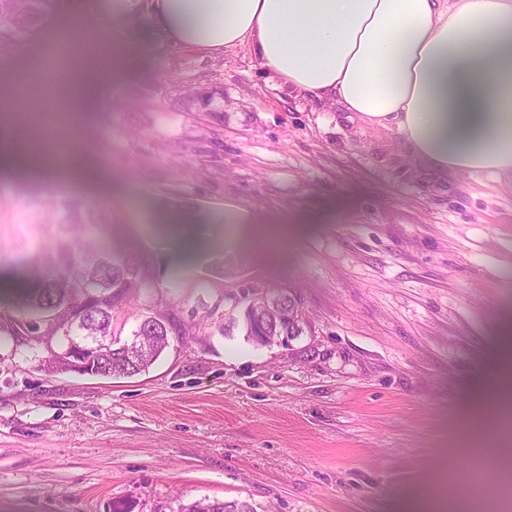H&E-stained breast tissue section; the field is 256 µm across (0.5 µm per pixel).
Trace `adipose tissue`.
<instances>
[{
  "instance_id": "ef3b65f1",
  "label": "adipose tissue",
  "mask_w": 512,
  "mask_h": 512,
  "mask_svg": "<svg viewBox=\"0 0 512 512\" xmlns=\"http://www.w3.org/2000/svg\"><path fill=\"white\" fill-rule=\"evenodd\" d=\"M202 52L248 49L283 87L397 131L438 173L512 178V0H70Z\"/></svg>"
}]
</instances>
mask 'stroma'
<instances>
[{
  "label": "stroma",
  "instance_id": "obj_1",
  "mask_svg": "<svg viewBox=\"0 0 512 512\" xmlns=\"http://www.w3.org/2000/svg\"><path fill=\"white\" fill-rule=\"evenodd\" d=\"M60 74L94 81L83 108L21 111L16 81L62 37ZM124 50L120 77L101 71ZM0 297L27 287L21 220L46 200L96 208L98 236L148 258L124 315L170 308L189 328L145 372L38 369L0 340V512H463L512 478V181L438 174L392 130L288 93L244 48L159 42L65 6L0 48ZM82 166L75 179L71 165ZM250 211L233 224L227 205ZM298 299L304 334L219 335L243 289ZM496 413L468 426L483 401ZM180 512H253L252 507L243 502L224 501H195L189 505H182Z\"/></svg>",
  "mask_w": 512,
  "mask_h": 512
}]
</instances>
